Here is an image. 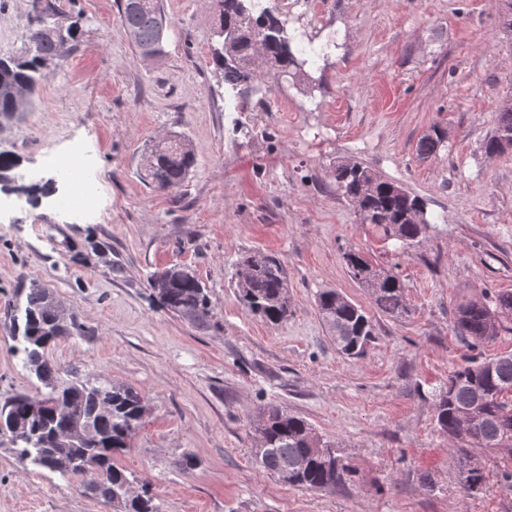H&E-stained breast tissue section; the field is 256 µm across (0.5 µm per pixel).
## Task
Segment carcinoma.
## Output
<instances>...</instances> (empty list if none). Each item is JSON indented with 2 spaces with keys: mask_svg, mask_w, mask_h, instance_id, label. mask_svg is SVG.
<instances>
[{
  "mask_svg": "<svg viewBox=\"0 0 512 512\" xmlns=\"http://www.w3.org/2000/svg\"><path fill=\"white\" fill-rule=\"evenodd\" d=\"M42 11L33 16L24 50L0 67V114L17 108L16 92L34 93L40 62L59 55L53 34L60 19L53 0H41ZM220 10L214 35L219 47L212 63L231 90L245 86L263 92L265 79L288 74L316 88L306 67L311 50L289 33L290 19L262 0H218ZM120 0L122 26L139 55H165L170 26L161 0H138L128 9ZM512 134V105L497 108L494 135L484 144L488 155L504 151L498 139ZM445 133L433 128L417 143V154L427 158L444 142ZM196 165L194 149L186 136L171 134L155 143L142 159L140 172L152 187L177 190ZM336 190L349 200L359 222L377 228L386 240L405 249L430 227L425 203L400 186L376 175L358 162L334 168ZM351 276L367 288L373 307L402 319L409 313L404 285L394 273L381 272L358 252L345 254ZM149 287L169 311L188 321L205 324L212 317L207 288L186 266L174 265L153 273ZM243 303L272 325L288 320V273L275 255L245 258L236 273ZM319 317L330 333L336 352L355 357L365 351L373 336L371 319L356 304L331 288L316 293ZM12 349L23 367L45 391L35 397L17 395L0 407V431L10 434L13 452L36 469L79 480L85 496L113 512H162L154 498L133 495V480L114 456L131 447L141 425L144 397L130 386L103 382L94 375L52 364L48 349L73 336L91 339L92 333L76 317L61 310L51 289L31 283L17 290L5 304ZM512 323V291L483 293L460 302L455 309L454 332L465 341L493 342ZM48 405L38 411L32 403ZM434 417L439 430L454 442L451 455L458 483L468 496L485 482L478 454H495L501 475L512 479V355L477 357L453 368L435 395ZM253 455L257 465L279 481L316 492H331L350 481L351 469L335 443L318 435L303 418L278 405L261 408L252 423Z\"/></svg>",
  "mask_w": 512,
  "mask_h": 512,
  "instance_id": "cac0c4a2",
  "label": "carcinoma"
}]
</instances>
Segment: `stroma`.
<instances>
[{"label":"stroma","mask_w":512,"mask_h":512,"mask_svg":"<svg viewBox=\"0 0 512 512\" xmlns=\"http://www.w3.org/2000/svg\"><path fill=\"white\" fill-rule=\"evenodd\" d=\"M80 35L44 70L29 111L0 115V152L24 184L52 193L0 194V304L36 281L94 336L65 339L48 357L135 388L148 412L117 462L162 512H512V481L486 455V486L457 484L433 404L469 357L512 353V331L474 345L453 331L455 308L481 291L512 290V149L487 156L496 108L512 100L506 0H273L291 26L334 38L311 66L307 96L288 76L266 95L228 96L211 62L215 0H163L166 55L146 63L120 21L119 0H56ZM28 0H0V58L16 56ZM441 127L426 159L419 139ZM185 135L197 165L174 193L140 176L155 141ZM82 149L100 210L60 211L56 162ZM356 161L426 203L431 227L407 252L359 223L332 178ZM356 250L398 275L410 309L373 311L348 272ZM273 254L288 270L292 314L274 326L241 302L242 257ZM196 271L212 317L198 325L160 306L149 276ZM333 288L370 310L375 338L357 358L330 343L315 293ZM0 313V404L40 382L11 351ZM273 403L334 440L355 476L335 492L282 483L251 455L250 423ZM193 468H186L185 458ZM0 512H110L77 480L19 461L0 435Z\"/></svg>","instance_id":"1"}]
</instances>
